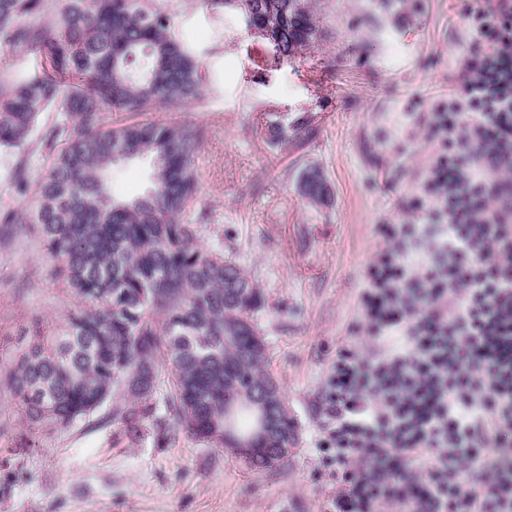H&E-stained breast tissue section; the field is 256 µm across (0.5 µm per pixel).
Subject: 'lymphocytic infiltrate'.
<instances>
[{"label":"lymphocytic infiltrate","instance_id":"obj_1","mask_svg":"<svg viewBox=\"0 0 512 512\" xmlns=\"http://www.w3.org/2000/svg\"><path fill=\"white\" fill-rule=\"evenodd\" d=\"M465 14L410 218L377 225L322 390L334 512H512V0Z\"/></svg>","mask_w":512,"mask_h":512}]
</instances>
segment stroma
<instances>
[{
    "label": "stroma",
    "mask_w": 512,
    "mask_h": 512,
    "mask_svg": "<svg viewBox=\"0 0 512 512\" xmlns=\"http://www.w3.org/2000/svg\"><path fill=\"white\" fill-rule=\"evenodd\" d=\"M322 38L280 66L257 67L260 46L239 14L184 0L177 39L198 53L209 92L155 112L201 124V206L265 297L254 320L298 424L288 462L256 474L227 449L186 434L130 444L112 425L78 428L19 450L0 439V512H328L336 484L315 450L320 394L348 335L379 224L405 219L429 148L416 114L447 95L468 46L463 0H316ZM312 116L288 146L267 141L270 114ZM321 167L332 189L316 206L296 190ZM66 302L48 279L28 225L0 242V330L49 319Z\"/></svg>",
    "instance_id": "obj_1"
}]
</instances>
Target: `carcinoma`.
Wrapping results in <instances>:
<instances>
[{
    "label": "carcinoma",
    "mask_w": 512,
    "mask_h": 512,
    "mask_svg": "<svg viewBox=\"0 0 512 512\" xmlns=\"http://www.w3.org/2000/svg\"><path fill=\"white\" fill-rule=\"evenodd\" d=\"M182 0H0V160L7 187L32 192L19 212L0 207V234L33 227L50 280L69 301L44 326L13 332L17 353L0 385L12 397L11 433L28 448L48 436L100 423L132 444L186 433L209 448L251 437L260 411L246 396L277 383L253 314L264 295L224 241L206 242L195 155L205 131L146 115L201 99L205 77L192 47L174 36ZM214 14L255 16L247 37L284 64L313 48L321 29L311 0H204ZM34 52L31 72L13 58ZM123 112L145 116L125 121ZM309 119L267 121L274 145L297 140ZM40 154L48 173L29 186L25 162ZM149 164L147 185L112 193L113 166ZM298 193L325 203L322 169L304 168ZM280 435L247 454L246 469L272 472L298 428L282 402ZM229 424L234 439L224 438Z\"/></svg>",
    "instance_id": "1"
}]
</instances>
